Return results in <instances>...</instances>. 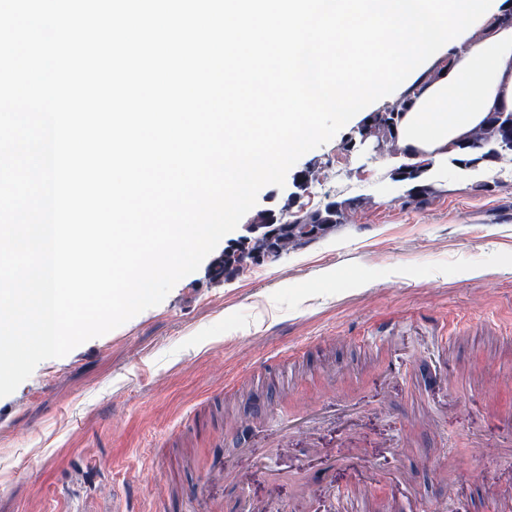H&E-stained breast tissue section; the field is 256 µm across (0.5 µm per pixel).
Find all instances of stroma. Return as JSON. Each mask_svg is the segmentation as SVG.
Returning a JSON list of instances; mask_svg holds the SVG:
<instances>
[{"label":"stroma","mask_w":512,"mask_h":512,"mask_svg":"<svg viewBox=\"0 0 512 512\" xmlns=\"http://www.w3.org/2000/svg\"><path fill=\"white\" fill-rule=\"evenodd\" d=\"M360 122L263 187L159 305L0 397V512H186L214 460V512H327L338 487L366 512H512V159L416 155L438 191L416 206L396 158L347 147ZM358 197L324 237L216 276L260 213ZM314 401L306 429L271 431Z\"/></svg>","instance_id":"1"}]
</instances>
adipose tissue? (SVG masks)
Returning a JSON list of instances; mask_svg holds the SVG:
<instances>
[{
    "label": "adipose tissue",
    "mask_w": 512,
    "mask_h": 512,
    "mask_svg": "<svg viewBox=\"0 0 512 512\" xmlns=\"http://www.w3.org/2000/svg\"><path fill=\"white\" fill-rule=\"evenodd\" d=\"M491 112H512V19L498 11L486 35L419 91L399 123L407 146L457 156L459 141Z\"/></svg>",
    "instance_id": "ef3b65f1"
}]
</instances>
